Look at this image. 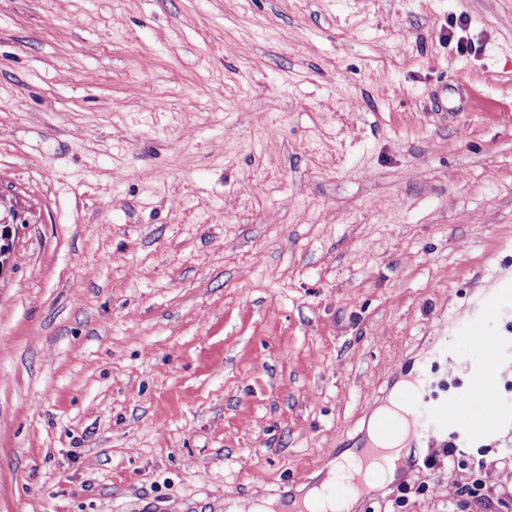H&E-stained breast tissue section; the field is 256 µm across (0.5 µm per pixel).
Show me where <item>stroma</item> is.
Segmentation results:
<instances>
[{
    "mask_svg": "<svg viewBox=\"0 0 512 512\" xmlns=\"http://www.w3.org/2000/svg\"><path fill=\"white\" fill-rule=\"evenodd\" d=\"M0 195V512L302 492L434 344L460 465L353 512H512V0H0Z\"/></svg>",
    "mask_w": 512,
    "mask_h": 512,
    "instance_id": "1",
    "label": "stroma"
}]
</instances>
